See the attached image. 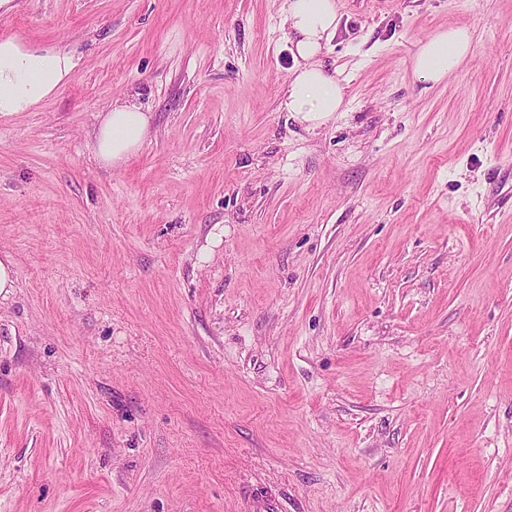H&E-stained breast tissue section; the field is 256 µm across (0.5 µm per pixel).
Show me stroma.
Segmentation results:
<instances>
[{
	"mask_svg": "<svg viewBox=\"0 0 512 512\" xmlns=\"http://www.w3.org/2000/svg\"><path fill=\"white\" fill-rule=\"evenodd\" d=\"M336 6L318 127L285 0L0 7L80 60L0 115V512H512V0ZM116 98L153 119L110 169ZM471 46L472 34L467 27L442 30L420 44L414 72L421 79L440 82L458 68ZM242 506L244 512H283L276 494L258 489L244 498Z\"/></svg>",
	"mask_w": 512,
	"mask_h": 512,
	"instance_id": "35a3bbf8",
	"label": "stroma"
}]
</instances>
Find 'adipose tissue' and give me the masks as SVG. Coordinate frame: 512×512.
<instances>
[{
	"label": "adipose tissue",
	"mask_w": 512,
	"mask_h": 512,
	"mask_svg": "<svg viewBox=\"0 0 512 512\" xmlns=\"http://www.w3.org/2000/svg\"><path fill=\"white\" fill-rule=\"evenodd\" d=\"M285 12L295 66L283 106L293 117L319 126L340 111L344 101L340 83L317 61L339 26L336 0H286ZM471 46L468 28L440 31L420 44L414 72L432 82L442 81L468 56ZM76 68L75 57L63 48L1 38L0 114L36 110L69 83ZM149 129V113L116 100L103 115L88 149L102 164L118 165L137 153Z\"/></svg>",
	"instance_id": "ef3b65f1"
}]
</instances>
